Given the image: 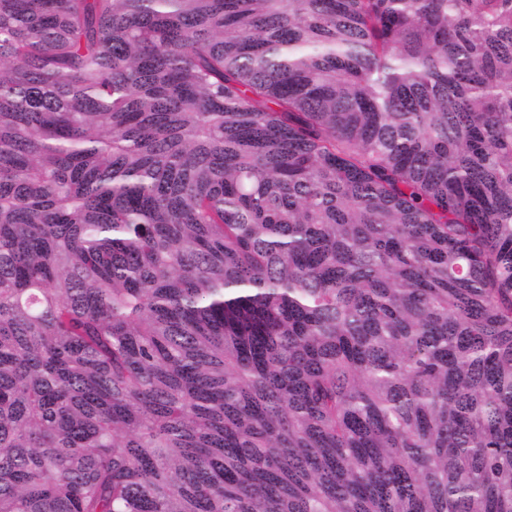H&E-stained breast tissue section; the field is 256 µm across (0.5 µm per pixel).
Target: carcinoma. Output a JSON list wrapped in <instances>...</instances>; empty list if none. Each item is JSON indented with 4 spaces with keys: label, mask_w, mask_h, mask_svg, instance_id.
<instances>
[{
    "label": "carcinoma",
    "mask_w": 512,
    "mask_h": 512,
    "mask_svg": "<svg viewBox=\"0 0 512 512\" xmlns=\"http://www.w3.org/2000/svg\"><path fill=\"white\" fill-rule=\"evenodd\" d=\"M0 512H512V0H0Z\"/></svg>",
    "instance_id": "carcinoma-1"
}]
</instances>
